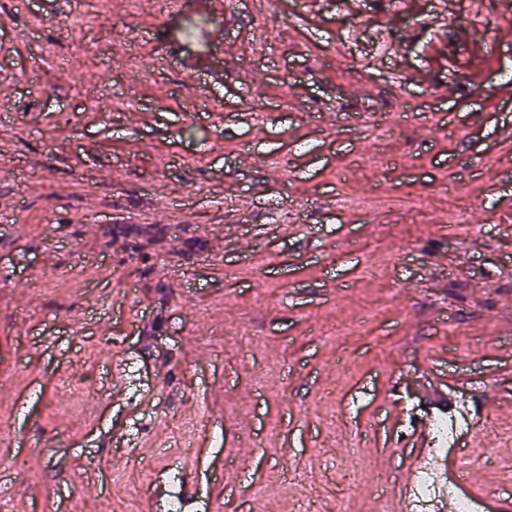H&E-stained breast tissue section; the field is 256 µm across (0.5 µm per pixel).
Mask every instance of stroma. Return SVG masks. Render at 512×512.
Wrapping results in <instances>:
<instances>
[{
  "label": "stroma",
  "mask_w": 512,
  "mask_h": 512,
  "mask_svg": "<svg viewBox=\"0 0 512 512\" xmlns=\"http://www.w3.org/2000/svg\"><path fill=\"white\" fill-rule=\"evenodd\" d=\"M2 218L12 512H416L432 388L512 483V0H0Z\"/></svg>",
  "instance_id": "35a3bbf8"
}]
</instances>
